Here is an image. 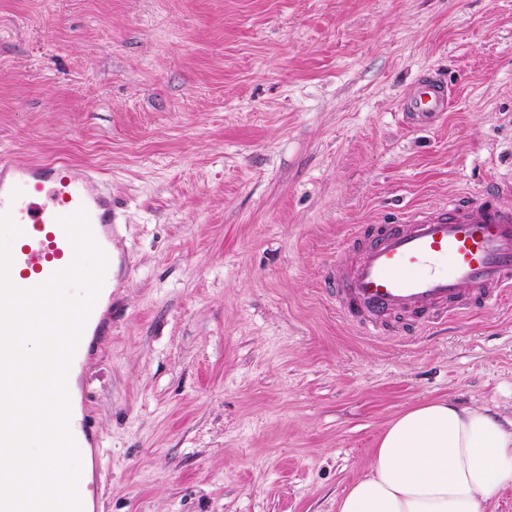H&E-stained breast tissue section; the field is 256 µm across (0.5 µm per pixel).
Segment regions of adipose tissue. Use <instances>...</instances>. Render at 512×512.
Instances as JSON below:
<instances>
[{"mask_svg": "<svg viewBox=\"0 0 512 512\" xmlns=\"http://www.w3.org/2000/svg\"><path fill=\"white\" fill-rule=\"evenodd\" d=\"M512 485V430L481 407L434 400L393 419L338 512H486Z\"/></svg>", "mask_w": 512, "mask_h": 512, "instance_id": "1", "label": "adipose tissue"}]
</instances>
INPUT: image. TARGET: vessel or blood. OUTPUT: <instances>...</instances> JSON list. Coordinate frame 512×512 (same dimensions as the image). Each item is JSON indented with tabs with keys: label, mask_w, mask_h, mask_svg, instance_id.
I'll return each mask as SVG.
<instances>
[{
	"label": "vessel or blood",
	"mask_w": 512,
	"mask_h": 512,
	"mask_svg": "<svg viewBox=\"0 0 512 512\" xmlns=\"http://www.w3.org/2000/svg\"><path fill=\"white\" fill-rule=\"evenodd\" d=\"M447 87L426 74L401 112L416 124L436 122L450 104ZM498 197L495 190L453 197L395 224L362 227L352 238L354 260L327 268L337 312L370 335L399 336L410 326L426 328L512 299V208L501 207ZM80 212L108 268L70 358L73 367L95 355L101 337L112 332L111 265L127 275L134 269L128 254L114 250L117 205L92 168L60 160L24 165L0 155V216L17 229L8 269L15 288L35 289L71 266L76 252L62 221ZM67 428L74 443H100L90 394H83Z\"/></svg>",
	"instance_id": "1"
}]
</instances>
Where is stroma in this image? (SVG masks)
I'll list each match as a JSON object with an SVG mask.
<instances>
[{
    "mask_svg": "<svg viewBox=\"0 0 512 512\" xmlns=\"http://www.w3.org/2000/svg\"><path fill=\"white\" fill-rule=\"evenodd\" d=\"M1 152L121 204L95 512H337L416 404L512 429V306L378 340L324 280L359 226L512 182V0H0ZM449 104L448 83L429 73L418 84L414 93L401 102L400 111L413 124L434 123L448 111Z\"/></svg>",
    "mask_w": 512,
    "mask_h": 512,
    "instance_id": "obj_1",
    "label": "stroma"
}]
</instances>
